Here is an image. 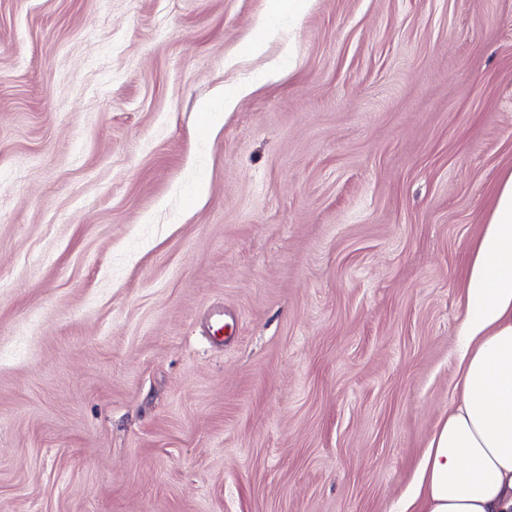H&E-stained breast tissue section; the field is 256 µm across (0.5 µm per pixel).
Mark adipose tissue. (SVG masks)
Segmentation results:
<instances>
[{"instance_id": "1", "label": "adipose tissue", "mask_w": 512, "mask_h": 512, "mask_svg": "<svg viewBox=\"0 0 512 512\" xmlns=\"http://www.w3.org/2000/svg\"><path fill=\"white\" fill-rule=\"evenodd\" d=\"M459 398L419 462L405 512H512V169L465 270Z\"/></svg>"}]
</instances>
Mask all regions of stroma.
<instances>
[{
  "label": "stroma",
  "mask_w": 512,
  "mask_h": 512,
  "mask_svg": "<svg viewBox=\"0 0 512 512\" xmlns=\"http://www.w3.org/2000/svg\"><path fill=\"white\" fill-rule=\"evenodd\" d=\"M507 168L512 0H0V512H397Z\"/></svg>",
  "instance_id": "obj_1"
}]
</instances>
